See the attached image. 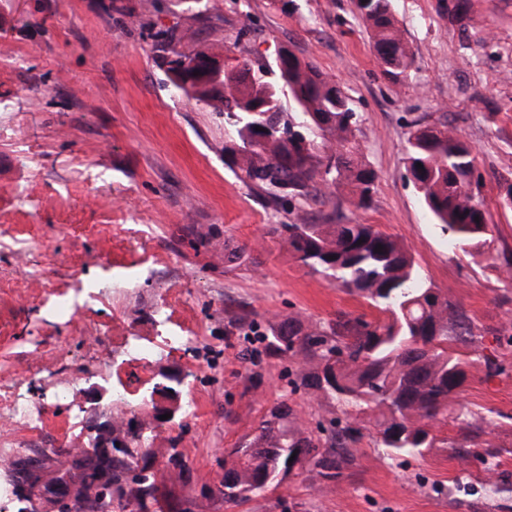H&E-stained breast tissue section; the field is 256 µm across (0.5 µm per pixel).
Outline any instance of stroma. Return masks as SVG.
<instances>
[{
    "label": "stroma",
    "mask_w": 512,
    "mask_h": 512,
    "mask_svg": "<svg viewBox=\"0 0 512 512\" xmlns=\"http://www.w3.org/2000/svg\"><path fill=\"white\" fill-rule=\"evenodd\" d=\"M0 0V394L30 418L0 408V454L30 449L48 473L70 449L95 443L102 419L136 420L153 449L161 492L195 512H226L217 490L224 457L265 411L285 402L318 432L334 401L286 385L298 358L240 357L245 337L228 318L248 303L267 322L367 312L360 298L294 260L273 224L293 223L225 163L236 132L177 97L153 49L160 29L186 32V51L216 52L226 69L272 60L282 48L316 66L349 96L357 138L378 178L369 207L309 203L316 223L373 224L414 255L481 329L477 354L500 373L474 370L460 395L481 415L499 464L461 462L439 448L384 457L364 440L341 485L290 475L235 512H512V286L480 252L462 253L435 225L405 169L411 121L448 119L474 148L497 226L512 252V210L494 174L512 173V0H469L474 28L437 14V0H392L414 54L410 76L390 81L353 0ZM245 248L236 264L225 245ZM74 299L56 314L57 296ZM179 394L159 391L165 376ZM177 408L174 420L161 409ZM178 446L185 474L166 464Z\"/></svg>",
    "instance_id": "1"
}]
</instances>
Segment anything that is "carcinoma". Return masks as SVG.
Segmentation results:
<instances>
[{
  "instance_id": "cac0c4a2",
  "label": "carcinoma",
  "mask_w": 512,
  "mask_h": 512,
  "mask_svg": "<svg viewBox=\"0 0 512 512\" xmlns=\"http://www.w3.org/2000/svg\"><path fill=\"white\" fill-rule=\"evenodd\" d=\"M354 6L383 73L405 80L414 58L392 0H354ZM438 14L463 28L475 24L467 0H439ZM185 37L172 31L152 35L173 92L223 114L236 129V138L224 145L227 166L240 171L267 204L295 215L294 223L276 224L273 232L283 236L296 261L380 313L370 320L342 315L317 322L295 315L264 326L243 309L230 320L265 356L302 357L309 368L299 386L335 401L343 418L330 420L322 439L302 428L287 403L270 407L228 451L218 489L224 503L243 504L276 488L293 455L301 473L338 485L367 435L391 460L423 458L436 448H450L465 460L482 448L494 466L500 447L481 439L477 414L458 403L477 363L472 353L480 333L470 317L427 282L412 253L393 236L373 224H312L301 213L309 200H342L363 209L372 199L377 173L361 152L348 96L294 54L246 62L230 73L217 65L196 76L191 64L216 54L182 51ZM404 151L407 172L436 224L465 252L490 246L495 225L472 145L446 120L415 121ZM494 179L501 205L512 209V177ZM450 418L459 435L438 436ZM114 439L128 441L124 454L95 446L71 457L65 474L78 501L98 503V512L162 508L147 439L139 431H120ZM16 485L46 503L67 494L57 477L46 479L41 469L25 464L17 469Z\"/></svg>"
}]
</instances>
